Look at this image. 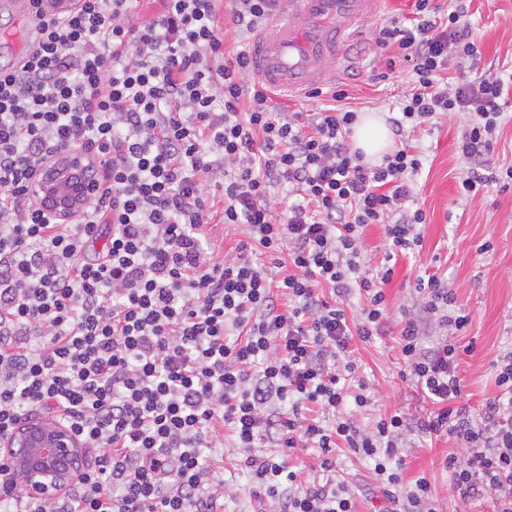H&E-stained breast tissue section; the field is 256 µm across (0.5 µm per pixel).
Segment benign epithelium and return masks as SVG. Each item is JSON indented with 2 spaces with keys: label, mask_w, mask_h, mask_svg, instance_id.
Wrapping results in <instances>:
<instances>
[{
  "label": "benign epithelium",
  "mask_w": 512,
  "mask_h": 512,
  "mask_svg": "<svg viewBox=\"0 0 512 512\" xmlns=\"http://www.w3.org/2000/svg\"><path fill=\"white\" fill-rule=\"evenodd\" d=\"M92 158L80 152L47 160L29 184L40 207L67 224L99 193ZM0 452L18 467L23 486L34 498L64 493L82 457L80 440L68 427L51 420L29 421L0 440Z\"/></svg>",
  "instance_id": "obj_1"
}]
</instances>
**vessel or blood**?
<instances>
[{
    "label": "vessel or blood",
    "instance_id": "vessel-or-blood-1",
    "mask_svg": "<svg viewBox=\"0 0 512 512\" xmlns=\"http://www.w3.org/2000/svg\"><path fill=\"white\" fill-rule=\"evenodd\" d=\"M380 5L381 0H289L252 43L255 80L275 96L322 87L345 41L378 13Z\"/></svg>",
    "mask_w": 512,
    "mask_h": 512
}]
</instances>
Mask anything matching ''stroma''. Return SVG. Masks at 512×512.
<instances>
[{
	"mask_svg": "<svg viewBox=\"0 0 512 512\" xmlns=\"http://www.w3.org/2000/svg\"><path fill=\"white\" fill-rule=\"evenodd\" d=\"M413 4L414 0H383L377 17L365 23L363 34L348 42L329 83L347 91L358 113L390 115L408 90L413 77L409 67L388 70L392 53L381 50L374 38L381 20L411 18ZM467 19L481 35L479 53L473 59L451 57L449 75L471 80L488 70L512 72V0H472ZM34 37L33 21L20 11L16 0H0V68L15 67L17 43ZM373 68L388 72V79L374 84L364 81L363 72ZM466 124L464 114L443 115L431 131L417 136L423 166L413 189L415 205L426 215L420 227L422 246L419 253L398 258L385 291L393 307H407L419 298L418 275L434 273L445 280L470 318L456 342L462 348L458 359L461 401L475 408L496 394L497 360L512 351V189L503 191L491 183L476 195L460 194L458 182L468 164L459 154L458 142ZM399 321V316H391L379 336L354 344L359 375L377 391L367 407L346 406L347 411L356 412L361 427L398 410L420 416L427 409L402 377ZM447 450L446 440L410 436L402 450L405 481L426 476L443 512H491L492 504L485 497L463 503L449 495L452 477L442 466Z\"/></svg>",
	"mask_w": 512,
	"mask_h": 512,
	"instance_id": "1",
	"label": "stroma"
}]
</instances>
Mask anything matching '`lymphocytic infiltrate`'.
<instances>
[{
    "label": "lymphocytic infiltrate",
    "mask_w": 512,
    "mask_h": 512,
    "mask_svg": "<svg viewBox=\"0 0 512 512\" xmlns=\"http://www.w3.org/2000/svg\"><path fill=\"white\" fill-rule=\"evenodd\" d=\"M80 2L43 17L24 62L0 69V439L54 418L95 457L49 500L30 497L0 457V512H222L233 488L205 451L228 440L249 496L273 512H358L356 494L332 477L342 448L372 461L389 512H440L426 478L403 481L413 431L450 443L442 465L453 494L512 512V351L479 412L457 405L458 347L428 339L422 322L459 332L469 316L439 276L418 278L421 303L401 314L404 378L431 410L368 429L344 412L373 399L352 341L388 321L391 262L421 242L411 131L466 113L460 191L493 180L487 162L512 79L444 80L450 56L478 54L462 0L447 11L415 0L410 25H380L376 44L415 81L389 120L396 147L378 165L350 144L358 114L345 90L305 123L274 110L267 88L247 79V54H226L217 0H160L139 24L138 0ZM279 9L231 0L235 34L259 33ZM74 149L95 159L100 192L77 223L61 224L28 185L37 164ZM283 184L290 195L276 198ZM215 219L237 239L229 251L210 243ZM372 224L388 244L375 272L364 261ZM256 252L272 267L255 264ZM309 449L314 472L287 465Z\"/></svg>",
    "instance_id": "1"
}]
</instances>
